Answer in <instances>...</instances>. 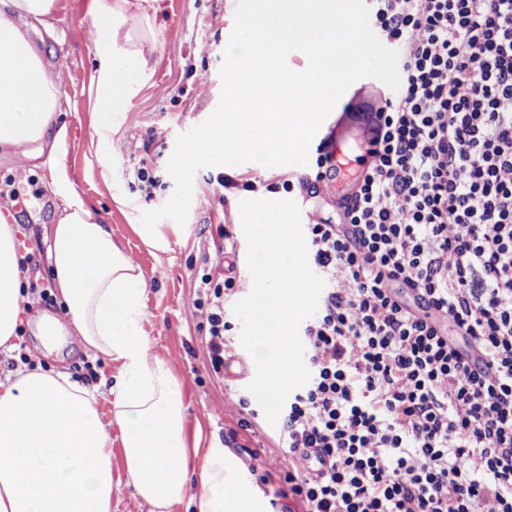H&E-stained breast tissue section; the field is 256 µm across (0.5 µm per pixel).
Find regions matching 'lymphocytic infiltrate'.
I'll list each match as a JSON object with an SVG mask.
<instances>
[{
  "instance_id": "obj_1",
  "label": "lymphocytic infiltrate",
  "mask_w": 512,
  "mask_h": 512,
  "mask_svg": "<svg viewBox=\"0 0 512 512\" xmlns=\"http://www.w3.org/2000/svg\"><path fill=\"white\" fill-rule=\"evenodd\" d=\"M374 2L404 85L343 223L303 228L326 287L301 326L311 379L281 411L277 494L302 512H512V0ZM237 288L198 285L218 374Z\"/></svg>"
}]
</instances>
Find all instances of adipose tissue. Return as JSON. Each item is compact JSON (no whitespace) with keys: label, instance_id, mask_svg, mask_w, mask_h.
I'll return each instance as SVG.
<instances>
[{"label":"adipose tissue","instance_id":"ef3b65f1","mask_svg":"<svg viewBox=\"0 0 512 512\" xmlns=\"http://www.w3.org/2000/svg\"><path fill=\"white\" fill-rule=\"evenodd\" d=\"M106 22L105 49L90 76L96 100L113 105L144 85L158 58L150 33L158 0H94ZM55 0H0V152L44 158L42 181L62 203L44 227L54 283L89 356L117 364L107 394L68 374L19 369L0 381V512H112V436L120 434L126 483L152 512H170L188 492L190 454L181 385L152 353L142 317L148 282L141 266L77 191L67 155L73 132L57 123L60 77L21 20L49 26ZM13 226L0 214V347L20 322L23 270ZM108 401L110 417L98 404ZM197 512H257L252 486L230 454L209 445Z\"/></svg>","mask_w":512,"mask_h":512}]
</instances>
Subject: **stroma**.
Listing matches in <instances>:
<instances>
[{"label":"stroma","mask_w":512,"mask_h":512,"mask_svg":"<svg viewBox=\"0 0 512 512\" xmlns=\"http://www.w3.org/2000/svg\"><path fill=\"white\" fill-rule=\"evenodd\" d=\"M155 33L159 64L152 79L114 108H95L88 95L89 77L97 64L98 43L89 41L88 31L96 20L92 0H57L52 32L30 30V38L41 45L45 63L67 73L63 92L70 109L58 113L67 123L74 142L67 157L77 190L109 224L112 236L120 241L144 270L149 284L142 329L149 345L174 367L183 386L188 429H201L202 446L218 442L232 449L241 476L249 481L264 512H286L290 499L275 497L272 485L263 481L264 460L277 456L275 426L256 411L253 430L242 429L233 405L231 389H245L247 379L238 377L240 367H253L245 349H238V362L223 375H215L205 343L198 331L196 314L197 280L215 260L232 265L240 280V295L251 289L247 266L240 203L249 198L293 199L301 210L314 209L330 223L343 220L341 200L336 196H310L300 191L286 192L278 171H260L253 164L199 169L194 177L193 197L185 225L165 220L171 249L152 254L134 230L142 211L161 206L171 195L174 183L166 171L176 138L204 122L216 109L222 90L220 69L224 45L234 22L237 0H160ZM394 90L375 78L353 83L320 126L309 147L308 163L293 167V174L315 179L319 159L327 148H335L339 158L355 156V148L335 145L336 124L353 114L364 101L384 102ZM149 165L161 180L153 196L141 190L136 172ZM226 174L237 182L235 188L218 191L216 177ZM36 160L18 161L0 154V211L15 218L21 254L32 256L26 282L35 288L29 297L31 309L17 329L12 352L0 353V378L21 367L69 373L86 386L98 385L115 368L104 360L89 359L82 341L65 315L59 295L42 300L39 287L52 281L44 227L52 223L58 201L44 186ZM28 182L34 197L27 207L15 206L9 196L8 179ZM254 182L256 191L246 189ZM226 223L237 241L235 254L217 257L216 227ZM54 318L63 330L54 349H46L38 334L41 319Z\"/></svg>","instance_id":"obj_1"}]
</instances>
